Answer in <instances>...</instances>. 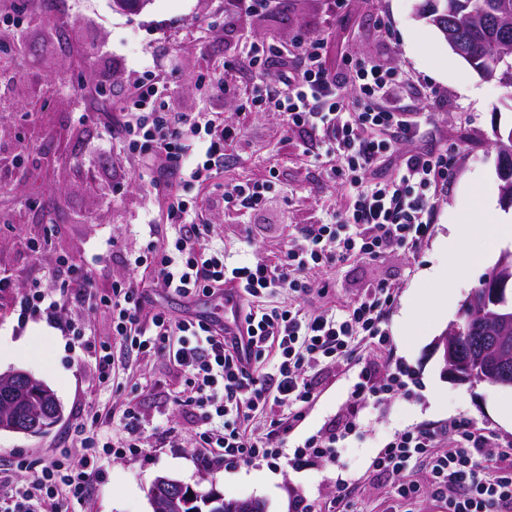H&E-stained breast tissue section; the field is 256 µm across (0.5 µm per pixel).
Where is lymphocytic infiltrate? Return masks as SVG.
Returning a JSON list of instances; mask_svg holds the SVG:
<instances>
[{"label": "lymphocytic infiltrate", "mask_w": 512, "mask_h": 512, "mask_svg": "<svg viewBox=\"0 0 512 512\" xmlns=\"http://www.w3.org/2000/svg\"><path fill=\"white\" fill-rule=\"evenodd\" d=\"M242 53L258 75L252 90L238 95L226 81L214 82L213 90L237 96L240 109L277 114L288 129L314 140L319 156L332 162L345 158L346 167L327 172L352 191L344 217L290 240L277 261L227 264L223 250L209 243L210 225L198 223L197 204L181 190L211 183L224 164L225 146L243 132L210 112H166L169 86L152 77L136 85L131 102L118 105L121 119L109 131L153 168L152 185L168 190L166 218L173 235L159 241L154 225H145L140 249L127 259L130 275L113 280L100 305L112 315L113 340L143 355L163 356L178 369L184 388L174 403L191 415L198 444L219 449L225 460L246 462L284 454L325 373L348 376L352 399L363 404L383 403L404 387L403 367H382L367 353L390 344L385 324L395 293L388 283L368 286L357 300L316 313L300 300L329 293L328 283H312L313 270L354 257L379 261L397 248L417 251L430 234L432 199L451 176V160L444 151L412 150L422 131L396 94L409 82L405 72L349 55L343 74H332L323 40L304 36L288 45L251 42ZM287 58L294 59L293 67H283ZM347 86L353 95L344 94ZM386 155L397 156L396 173L366 181V173ZM277 179L273 173L260 182L227 186L220 198L227 207L251 213L264 205ZM139 270L177 297L214 296L234 286L242 303L229 326L205 317L174 320L161 311L149 313L135 277ZM67 272L65 293L38 278L16 292L20 318L38 313L55 320L65 302H83L90 276L74 265ZM278 292L288 293L287 305L263 304V297ZM258 410L271 414L260 438L248 431ZM123 419L119 436L98 446L80 441L79 463L65 456L46 463L20 457L0 468V512H70L85 500L106 460L140 451L135 408H126ZM353 427L350 421L331 424L305 441L298 458L335 461L339 443ZM368 470L390 483L391 504L404 512H417L426 497L439 512H512V440L477 428L465 415L395 433Z\"/></svg>", "instance_id": "1"}]
</instances>
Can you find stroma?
<instances>
[{
	"instance_id": "stroma-1",
	"label": "stroma",
	"mask_w": 512,
	"mask_h": 512,
	"mask_svg": "<svg viewBox=\"0 0 512 512\" xmlns=\"http://www.w3.org/2000/svg\"><path fill=\"white\" fill-rule=\"evenodd\" d=\"M416 3L348 0L333 12L327 0H288L275 18L256 12L228 20L217 0H151L136 13L115 11L110 0H54L42 10L24 13L19 26L12 23L10 9L0 10V44L18 48L12 79L0 88L6 99L0 105V265L20 288L36 277L51 286L60 284L56 260L62 256L89 271L97 295L126 275L128 255L141 246L138 226L157 216L158 198L128 152L105 134L103 125L112 121V113H95L85 95L118 103L149 74L164 75L171 87L167 111L220 112L242 128L241 141L225 148L218 183L279 175L263 210L250 215L216 204L212 186L186 188L228 262L277 255L304 228L342 216L351 201L349 188L327 179L322 166L303 154L299 135L277 115L241 111L229 97L204 92L205 80L223 77L239 89L252 88L255 75L248 64L225 68L227 61L239 59L247 42L286 45L307 34L325 42L333 72H342L346 55L408 72L414 79L408 104L435 112L417 149L445 150L455 161L453 180L433 199L430 235L416 253L396 249L378 262L357 258L313 275L330 283L338 304L356 299L369 285L391 283L396 297L387 328L393 359L417 376L412 396L363 406L338 464L297 468L286 458L275 466L258 458L228 465L220 458H202L190 416L171 402L180 378L166 359L123 358L116 372L119 389L99 386L93 360L74 347L61 326L38 316L19 320L3 297L0 374L20 369L43 381L55 392L63 417L41 436L0 431L1 462L20 455L78 459L72 439L101 442L118 430L124 409L132 405L139 414L141 451L108 460L106 478L93 480L76 512H152L150 487L160 475L202 491L217 490L228 499L259 500L266 512H295L299 499L313 512H322L336 493L337 478L364 476L371 457L394 433L464 414L478 426L512 438V424L499 417L501 403L512 400V388L453 383L431 355L434 339L457 319L462 302L494 259L438 290L424 282L429 272L448 264L441 238L449 225L464 222L478 196H500L495 141L497 131L512 128V95L455 55L417 17ZM381 19L388 22L389 32L379 31ZM49 141L55 155L45 163L41 156ZM36 161L42 164L37 177L23 179L24 168ZM36 212L44 214L43 223H32ZM32 238L44 240L41 253L28 250ZM418 297L432 304L438 317L408 320ZM149 307L174 319L224 313L221 298L189 301L159 290L152 291ZM349 404L346 381L330 382L291 435L288 450L337 420ZM163 417L176 432L167 441L156 431ZM269 471L277 481L261 484L260 476Z\"/></svg>"
}]
</instances>
